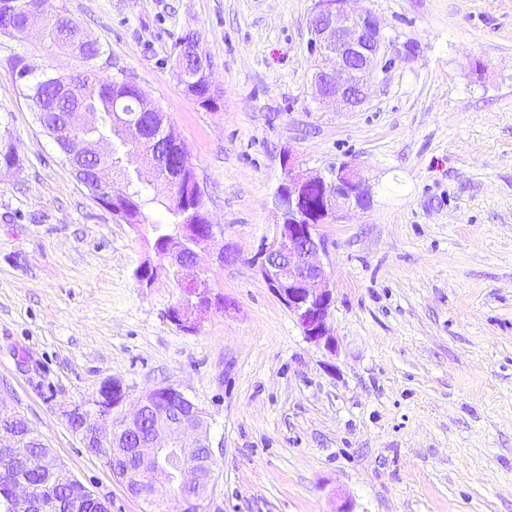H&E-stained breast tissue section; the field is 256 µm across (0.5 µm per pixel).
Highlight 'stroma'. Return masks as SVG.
Masks as SVG:
<instances>
[{
	"mask_svg": "<svg viewBox=\"0 0 512 512\" xmlns=\"http://www.w3.org/2000/svg\"><path fill=\"white\" fill-rule=\"evenodd\" d=\"M159 104L224 229L210 277L223 309L187 333L176 283L139 287L153 243L80 184L40 126L33 76L85 63L0 34V399L109 512H179L157 483L131 496L66 414L120 381L127 412L173 384L223 444L199 512H512V0H355L397 52L358 112L317 110L315 0H50ZM195 32L215 109L176 78ZM293 151L349 162L369 210L319 228L335 352L305 338L254 257L278 222Z\"/></svg>",
	"mask_w": 512,
	"mask_h": 512,
	"instance_id": "1",
	"label": "stroma"
}]
</instances>
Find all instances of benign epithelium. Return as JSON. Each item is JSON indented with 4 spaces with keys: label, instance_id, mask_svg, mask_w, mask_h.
<instances>
[{
    "label": "benign epithelium",
    "instance_id": "7a95c632",
    "mask_svg": "<svg viewBox=\"0 0 512 512\" xmlns=\"http://www.w3.org/2000/svg\"><path fill=\"white\" fill-rule=\"evenodd\" d=\"M351 0H316L309 22L310 44L318 64L312 75L315 100L342 112H358L369 101L378 73L391 64L393 44L384 32L381 21L369 9H353ZM47 7L36 8L29 0H10L5 17L16 18L19 24L10 27L16 36L29 35L43 22ZM174 70L184 83L200 75L209 76L212 61L199 50L197 36L184 39L177 49ZM92 113L81 106L73 110L69 125L75 128L96 125ZM123 138L138 151L136 174L145 179L144 169H155L158 164L172 163L166 147H182L173 129L164 126L147 138L137 121H129L122 128ZM62 156L80 183L107 209H112L115 197L112 167L98 166L95 178H80L81 163L85 158L102 154L100 146L85 138L69 134L55 139ZM285 178L276 188L273 205L281 216L272 238L265 241L261 255L262 274L271 284L281 302L295 318L304 336L332 351L336 337L331 327V308L334 289L324 263L318 255L325 252V240L319 232L321 224H339L353 211H365L372 201L371 189L361 169L342 163L324 171L307 174L299 170L292 153L283 157ZM321 191L315 208L307 205L308 191ZM209 231L182 229L170 239L154 247L159 262L144 260L136 269L140 283L152 287L157 281V265L179 276L184 297L167 313L171 323L179 329L194 333L199 328L197 313L212 307H221L208 276L209 268L198 262L197 249L217 239V226L211 224L206 209H200ZM192 254V263L186 264L184 252ZM170 397V403L180 406L178 418L157 414L146 447L137 449L147 464L145 485L128 488L137 498H151L156 483L163 481L176 487L186 507L196 504L206 495L216 452L223 451L222 443H214L211 428L202 420L194 401L174 385L161 387ZM117 405L112 398L95 399L85 408L77 406L68 413V421L78 424L76 433L85 448L105 459L113 467L118 456L127 452L119 446L118 437L127 431L139 432L144 418V403L139 401L132 411L108 429L107 420ZM0 447L9 451L15 462L32 459L30 449L19 444L10 427L0 425ZM36 461L43 468L54 467V456L48 452ZM10 512H32L33 491L23 480L16 481L10 490Z\"/></svg>",
    "mask_w": 512,
    "mask_h": 512
}]
</instances>
